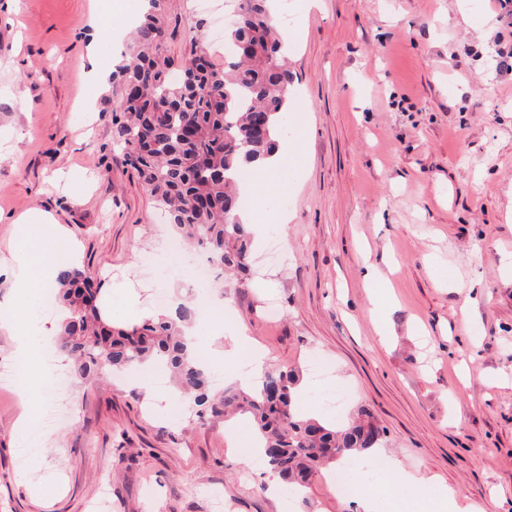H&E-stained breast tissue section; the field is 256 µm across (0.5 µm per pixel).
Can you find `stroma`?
I'll list each match as a JSON object with an SVG mask.
<instances>
[{
	"mask_svg": "<svg viewBox=\"0 0 512 512\" xmlns=\"http://www.w3.org/2000/svg\"><path fill=\"white\" fill-rule=\"evenodd\" d=\"M225 0H165L163 48L183 60ZM288 0L294 156L253 221L285 214L283 263L253 264L205 289L230 319L201 323L208 365L239 383L244 357L269 367L320 357L385 431L375 457L431 477L477 512H512V14L498 0ZM90 0H0V250L16 218L54 215L91 274L132 287L142 311L174 233L112 143L114 86L89 81ZM388 280L385 318L364 282ZM280 314L271 317L269 302ZM0 331V512H362L327 475L294 499L245 473L251 420H224L158 386L73 376L67 417L24 452L15 425L40 417L6 373Z\"/></svg>",
	"mask_w": 512,
	"mask_h": 512,
	"instance_id": "obj_1",
	"label": "stroma"
}]
</instances>
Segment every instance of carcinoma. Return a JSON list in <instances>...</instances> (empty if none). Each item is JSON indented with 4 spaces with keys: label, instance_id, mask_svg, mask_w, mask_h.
<instances>
[{
    "label": "carcinoma",
    "instance_id": "cac0c4a2",
    "mask_svg": "<svg viewBox=\"0 0 512 512\" xmlns=\"http://www.w3.org/2000/svg\"><path fill=\"white\" fill-rule=\"evenodd\" d=\"M236 21L224 29V65L196 43L181 64L161 48L164 0H147L119 69V111L112 143L153 202L187 243L204 249L219 268L248 267L252 234L239 217L236 180L247 165L270 156L286 133L293 73L284 57L272 0H237ZM57 297L68 311L58 345L84 374L99 364L121 371L165 365L181 397L205 400L209 370L183 334L195 308L181 304L134 324L103 320L101 285L81 267L58 273ZM294 369H269L255 387L228 389L211 411L253 417L259 454L289 491L305 487L319 466L379 448L384 430L362 411L346 426L300 416Z\"/></svg>",
    "mask_w": 512,
    "mask_h": 512
}]
</instances>
